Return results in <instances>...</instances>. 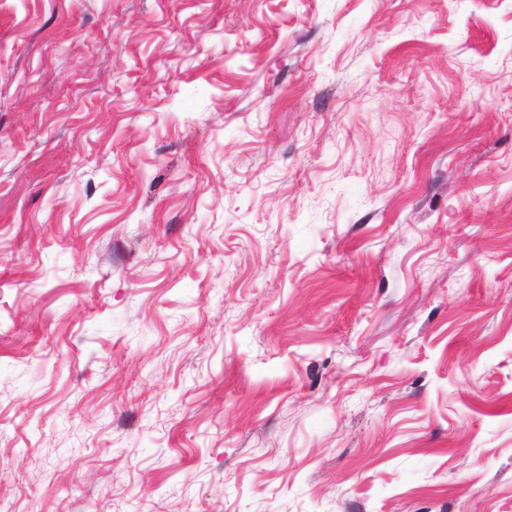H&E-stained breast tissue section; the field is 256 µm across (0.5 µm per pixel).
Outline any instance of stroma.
Wrapping results in <instances>:
<instances>
[{"mask_svg":"<svg viewBox=\"0 0 512 512\" xmlns=\"http://www.w3.org/2000/svg\"><path fill=\"white\" fill-rule=\"evenodd\" d=\"M0 512H512V0H0Z\"/></svg>","mask_w":512,"mask_h":512,"instance_id":"35a3bbf8","label":"stroma"}]
</instances>
